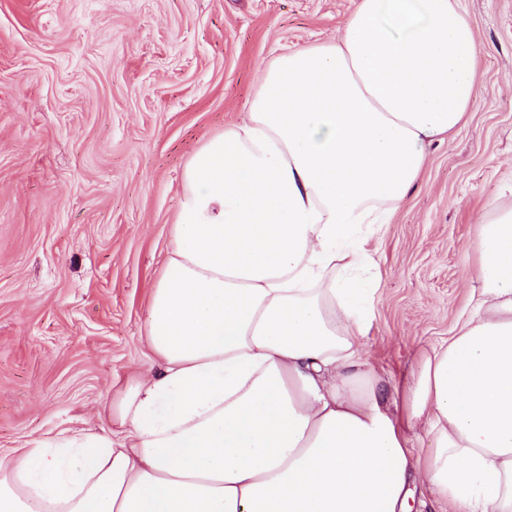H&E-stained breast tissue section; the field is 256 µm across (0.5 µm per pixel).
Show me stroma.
I'll list each match as a JSON object with an SVG mask.
<instances>
[{
    "mask_svg": "<svg viewBox=\"0 0 512 512\" xmlns=\"http://www.w3.org/2000/svg\"><path fill=\"white\" fill-rule=\"evenodd\" d=\"M355 0H0V457L100 428L149 362L183 168L261 68ZM477 98L381 229L363 338L385 391L469 308L480 219L512 185V0H462Z\"/></svg>",
    "mask_w": 512,
    "mask_h": 512,
    "instance_id": "35a3bbf8",
    "label": "stroma"
}]
</instances>
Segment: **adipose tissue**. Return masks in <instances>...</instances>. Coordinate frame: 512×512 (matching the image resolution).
<instances>
[{"label": "adipose tissue", "instance_id": "obj_1", "mask_svg": "<svg viewBox=\"0 0 512 512\" xmlns=\"http://www.w3.org/2000/svg\"><path fill=\"white\" fill-rule=\"evenodd\" d=\"M478 55L460 0H357L266 65L185 166L148 367L102 428L0 458V512H407L416 480L512 512V205L481 219L478 297L404 413L362 355L380 229L470 112Z\"/></svg>", "mask_w": 512, "mask_h": 512}]
</instances>
